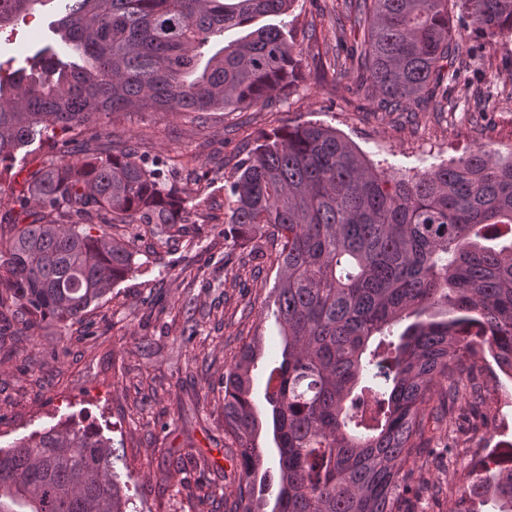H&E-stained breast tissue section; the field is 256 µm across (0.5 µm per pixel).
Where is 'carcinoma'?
Instances as JSON below:
<instances>
[{
    "label": "carcinoma",
    "instance_id": "obj_1",
    "mask_svg": "<svg viewBox=\"0 0 512 512\" xmlns=\"http://www.w3.org/2000/svg\"><path fill=\"white\" fill-rule=\"evenodd\" d=\"M45 0H0V29ZM294 0H67L62 47L30 71L0 77V165L39 142L56 153L0 216V314L74 325L134 266L131 245L103 225L152 224L160 242L183 230L185 192L147 154L99 128L125 112L244 111L290 95L302 49L259 28L211 51L213 38ZM364 30L354 75L392 111H440L448 63L512 34V0H347ZM77 50L82 63L67 59ZM106 142L74 159L57 132ZM224 264L263 237L276 241L272 315L282 337L270 373L278 493L272 512H403L426 447L425 406L487 426L498 408L477 381L491 357L512 378V156L483 147L396 179L336 129L303 123L264 138L225 190ZM99 234H92V230ZM413 319L400 335L393 328ZM263 338L224 371V434L237 443L232 512H265L257 491L263 423L251 402ZM459 435L433 454L451 460ZM448 512L491 502L512 512V464L483 460ZM0 512H137L112 465V441L91 426L56 424L0 448Z\"/></svg>",
    "mask_w": 512,
    "mask_h": 512
}]
</instances>
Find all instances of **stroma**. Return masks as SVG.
Returning <instances> with one entry per match:
<instances>
[{
  "label": "stroma",
  "instance_id": "1",
  "mask_svg": "<svg viewBox=\"0 0 512 512\" xmlns=\"http://www.w3.org/2000/svg\"><path fill=\"white\" fill-rule=\"evenodd\" d=\"M342 0H295L290 35L303 48L301 77L288 97L245 112L215 114L199 125L192 115L133 113L114 133L136 135L151 154L199 157L193 168H165L166 178L195 196L184 233L166 244L142 225L116 224L114 236L134 246L137 268L90 308L83 323L41 324L34 335L6 337L0 346V448L72 419L111 438L116 471L139 512H225L237 483L236 445L224 434V371L245 340L264 339L253 372L252 400L263 428L268 471L265 498L274 501L276 448L266 385L277 362L274 305L277 268L264 256L243 267L224 264V187L262 133L298 123L336 128L377 169L413 174L482 147L512 153V35L485 43L473 29L460 36L473 53L448 87L443 111L386 112L356 79L337 77L349 50L362 41L355 28L336 33ZM63 0H47L30 21L0 31V61L30 67L56 43L51 26ZM489 96L478 111L475 93ZM479 381L497 404L489 427L469 431L450 467L416 471L420 487L447 484L479 465L488 448L512 441V381L497 368Z\"/></svg>",
  "mask_w": 512,
  "mask_h": 512
}]
</instances>
